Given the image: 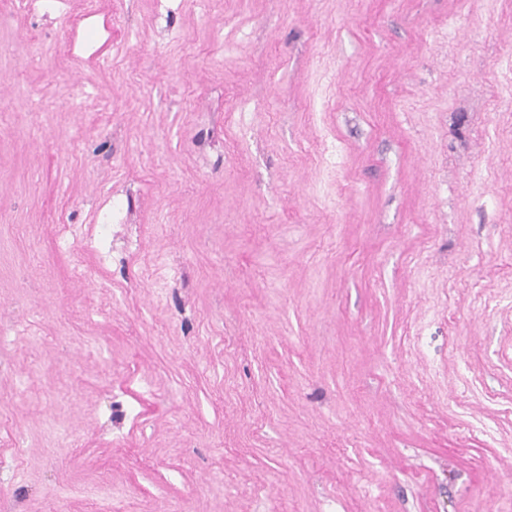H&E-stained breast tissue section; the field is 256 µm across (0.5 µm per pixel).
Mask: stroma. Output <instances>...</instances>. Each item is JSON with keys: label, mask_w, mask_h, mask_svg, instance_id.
<instances>
[{"label": "stroma", "mask_w": 512, "mask_h": 512, "mask_svg": "<svg viewBox=\"0 0 512 512\" xmlns=\"http://www.w3.org/2000/svg\"><path fill=\"white\" fill-rule=\"evenodd\" d=\"M0 53L13 512H512V0H57ZM112 197L126 261L58 248Z\"/></svg>", "instance_id": "35a3bbf8"}]
</instances>
